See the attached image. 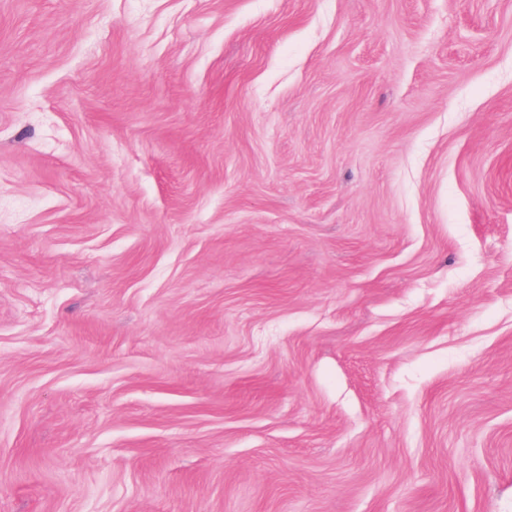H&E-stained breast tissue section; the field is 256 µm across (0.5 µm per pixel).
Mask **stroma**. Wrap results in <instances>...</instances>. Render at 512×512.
<instances>
[{
	"label": "stroma",
	"mask_w": 512,
	"mask_h": 512,
	"mask_svg": "<svg viewBox=\"0 0 512 512\" xmlns=\"http://www.w3.org/2000/svg\"><path fill=\"white\" fill-rule=\"evenodd\" d=\"M0 512H512V0H0Z\"/></svg>",
	"instance_id": "obj_1"
}]
</instances>
